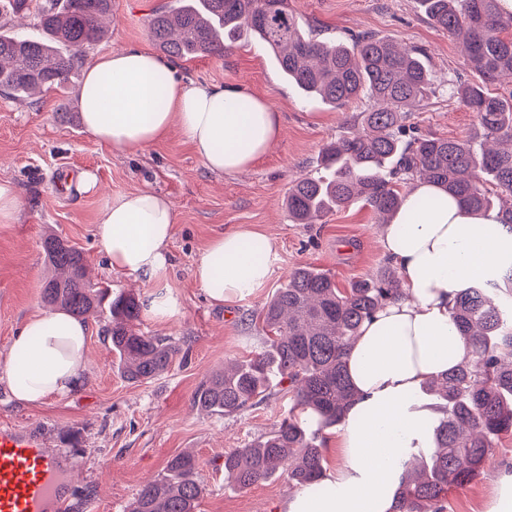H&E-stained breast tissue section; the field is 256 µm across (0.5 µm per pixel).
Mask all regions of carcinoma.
Here are the masks:
<instances>
[{
  "label": "carcinoma",
  "mask_w": 512,
  "mask_h": 512,
  "mask_svg": "<svg viewBox=\"0 0 512 512\" xmlns=\"http://www.w3.org/2000/svg\"><path fill=\"white\" fill-rule=\"evenodd\" d=\"M429 21L451 35H465L466 66L479 80L448 81L449 90L477 119L475 136L445 139L419 134L413 112L436 94L422 50L401 47L368 33L347 44L305 30L290 0H174L149 19L151 39L168 57L191 61L222 57L244 34L274 55L284 79L306 100L342 107L367 98L347 131L326 143L318 166L288 189L295 224H314L356 202L383 222L397 213L400 187L424 180L441 187L474 213L497 211L512 232V96L488 85L512 76V14L498 0H417ZM34 19L36 34L0 32V90L26 99L43 90L67 89L83 48L100 40L112 0H0V19ZM55 274L42 297L72 315L107 310L105 331L123 376L152 380L170 367L178 347L138 328L140 301L86 280L83 253L68 241L42 243ZM404 290L387 267L377 275L336 284L320 269L300 267L264 304L263 346L253 357L211 374L194 394L202 411L226 416L288 385L293 405L269 435L224 454V477L240 489L269 479L277 469L295 486L328 493L323 432L342 424L357 391L345 355L362 324ZM466 346L465 359L426 383L438 413L428 419L426 447L408 448L396 489L395 512H445L448 490L475 480L495 441L512 435V262L493 278L469 281L449 307ZM194 456H171L162 474L145 482L129 512H197L206 492Z\"/></svg>",
  "instance_id": "cac0c4a2"
}]
</instances>
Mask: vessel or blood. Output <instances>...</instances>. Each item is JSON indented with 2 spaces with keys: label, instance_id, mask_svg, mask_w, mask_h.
Segmentation results:
<instances>
[{
  "label": "vessel or blood",
  "instance_id": "obj_1",
  "mask_svg": "<svg viewBox=\"0 0 512 512\" xmlns=\"http://www.w3.org/2000/svg\"><path fill=\"white\" fill-rule=\"evenodd\" d=\"M73 465L43 440L0 427V512H66Z\"/></svg>",
  "mask_w": 512,
  "mask_h": 512
}]
</instances>
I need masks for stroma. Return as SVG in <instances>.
Returning a JSON list of instances; mask_svg holds the SVG:
<instances>
[{"mask_svg": "<svg viewBox=\"0 0 512 512\" xmlns=\"http://www.w3.org/2000/svg\"><path fill=\"white\" fill-rule=\"evenodd\" d=\"M168 0H112V22L104 41L86 48L85 62L122 49L153 50L148 21ZM296 13L321 35L370 32L423 49L439 83L426 107L412 120L421 133L444 138L468 135L476 118L448 90L458 78L474 75L465 66L460 41L437 30L417 0H292ZM177 78L231 84L266 98L281 112L284 133L251 169L233 175L208 171L179 131L161 142L117 155L84 129L75 90H52L21 101L0 93V179L11 180L24 207L18 223L0 224V360L32 313L47 310L41 286L50 270L41 244L59 236L81 249L90 282L111 293L145 298L140 275L113 272L96 226L108 199L150 187L168 196L177 215L169 245V266L156 290L169 294L178 311L161 321L142 313L140 330L176 343L180 352L170 369L144 383L127 381L118 369L96 314H89L87 365L79 386L39 407L14 404L0 382V425L31 430L60 449L76 467L69 512H128L143 483L157 478L174 454L189 452L199 463L207 493L198 512H279L293 487L279 473L247 489L224 481V454L268 434L287 414L281 392L230 416H212L193 405L196 387L225 361L242 360L262 346L255 315L289 273L299 266L330 272L340 287L385 268L381 226L367 205L355 203L318 224H294L285 197L293 180L314 172L320 149L342 133L363 103L334 108L304 100L282 77L270 53L245 38L224 57L175 62ZM96 172L103 192L59 193L61 170ZM249 228L264 234L277 254L269 280L251 294L217 305L196 283L192 271L201 250L216 235ZM512 470V436L492 448L483 473L452 487L447 512H483L484 502L503 469Z\"/></svg>", "mask_w": 512, "mask_h": 512, "instance_id": "1", "label": "stroma"}]
</instances>
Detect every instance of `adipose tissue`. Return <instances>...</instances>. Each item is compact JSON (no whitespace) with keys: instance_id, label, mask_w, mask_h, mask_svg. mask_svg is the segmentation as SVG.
<instances>
[{"instance_id":"1","label":"adipose tissue","mask_w":512,"mask_h":512,"mask_svg":"<svg viewBox=\"0 0 512 512\" xmlns=\"http://www.w3.org/2000/svg\"><path fill=\"white\" fill-rule=\"evenodd\" d=\"M77 99L86 131L114 153L147 148L176 129L219 175L251 168L283 133L282 115L269 101L234 85L179 80L169 62L145 50L98 56ZM175 224L173 202L145 187L112 196L96 235L112 270L159 279ZM381 242L407 297L365 323L346 354L358 394L336 436L342 463L324 476L328 493L297 492L282 512H392L402 476L399 451L423 447L424 419L434 412L417 404L416 390L465 354L448 308L469 280L495 275L512 259V232L496 212L471 215L458 199L421 180L405 192ZM272 253L259 232H225L200 252L194 275L221 304L261 287ZM88 335L86 322L63 311L30 316L0 365L15 404L36 407L71 392L85 368Z\"/></svg>"}]
</instances>
